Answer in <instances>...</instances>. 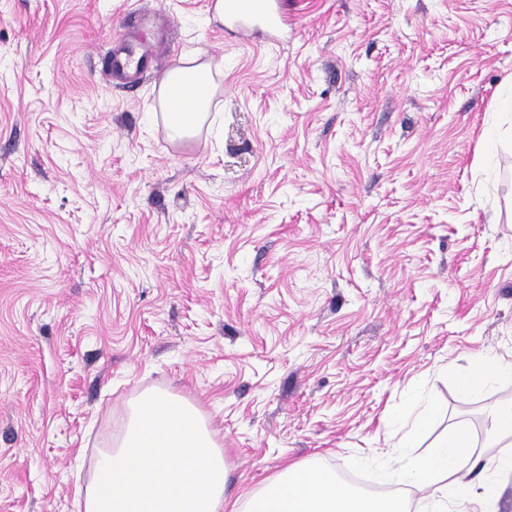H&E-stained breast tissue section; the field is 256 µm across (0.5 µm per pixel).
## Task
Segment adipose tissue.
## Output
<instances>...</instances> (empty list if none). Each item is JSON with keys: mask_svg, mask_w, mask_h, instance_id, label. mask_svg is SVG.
<instances>
[{"mask_svg": "<svg viewBox=\"0 0 512 512\" xmlns=\"http://www.w3.org/2000/svg\"><path fill=\"white\" fill-rule=\"evenodd\" d=\"M213 90L210 65L194 55L165 75L160 106L173 139L195 136L210 116ZM490 380L511 382L512 361L473 356L456 387L469 397ZM472 446L470 429L455 425L425 455H401L397 468L417 490L430 492L433 512H465L471 503L479 512H497L493 479L459 477L473 459ZM230 471L198 405L145 390L129 401L119 435L98 450L78 505L83 512H411L405 496L358 495L314 464L294 463L262 488L236 496L228 491Z\"/></svg>", "mask_w": 512, "mask_h": 512, "instance_id": "1", "label": "adipose tissue"}]
</instances>
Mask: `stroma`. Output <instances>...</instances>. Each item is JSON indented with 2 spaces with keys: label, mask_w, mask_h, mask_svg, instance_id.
<instances>
[{
  "label": "stroma",
  "mask_w": 512,
  "mask_h": 512,
  "mask_svg": "<svg viewBox=\"0 0 512 512\" xmlns=\"http://www.w3.org/2000/svg\"><path fill=\"white\" fill-rule=\"evenodd\" d=\"M152 70L107 61L129 31ZM212 66L176 142L165 73ZM512 0H288L240 37L211 0H0V512L76 481L153 388L257 488L291 462L378 485L425 406L497 454L512 383ZM489 380L512 381V361L499 356L475 355L467 372L458 376L456 387L460 395L476 394ZM490 432L494 434L501 448L512 447V408L490 416Z\"/></svg>",
  "instance_id": "1"
}]
</instances>
